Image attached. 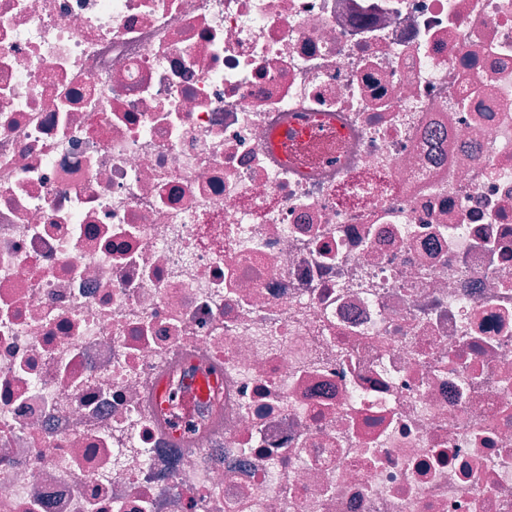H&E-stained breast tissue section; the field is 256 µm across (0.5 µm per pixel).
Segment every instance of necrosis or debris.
Masks as SVG:
<instances>
[{"label":"necrosis or debris","mask_w":512,"mask_h":512,"mask_svg":"<svg viewBox=\"0 0 512 512\" xmlns=\"http://www.w3.org/2000/svg\"><path fill=\"white\" fill-rule=\"evenodd\" d=\"M0 512H512V0H0ZM302 145H316L320 148V154L330 146V135L325 130L310 132L300 125L295 126L294 132L276 135L272 146L279 149L285 157L299 155V147Z\"/></svg>","instance_id":"4bbe7bcc"}]
</instances>
